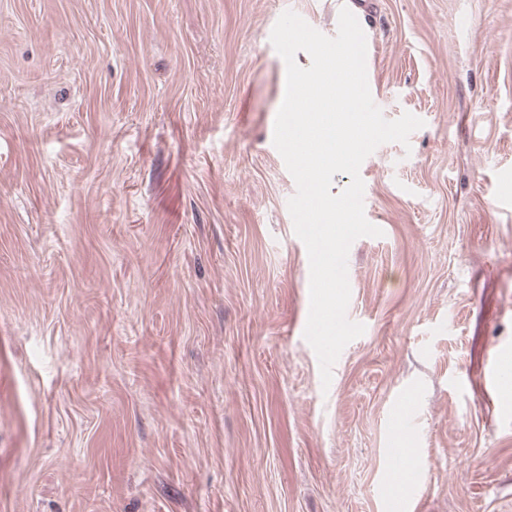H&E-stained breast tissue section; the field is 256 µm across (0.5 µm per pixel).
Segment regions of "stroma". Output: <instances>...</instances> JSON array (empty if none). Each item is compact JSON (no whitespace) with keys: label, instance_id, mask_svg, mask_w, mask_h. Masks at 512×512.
Masks as SVG:
<instances>
[{"label":"stroma","instance_id":"stroma-1","mask_svg":"<svg viewBox=\"0 0 512 512\" xmlns=\"http://www.w3.org/2000/svg\"><path fill=\"white\" fill-rule=\"evenodd\" d=\"M383 113L321 383L273 145L295 11ZM512 0H0V512H512ZM418 418L400 433L403 412Z\"/></svg>","mask_w":512,"mask_h":512}]
</instances>
